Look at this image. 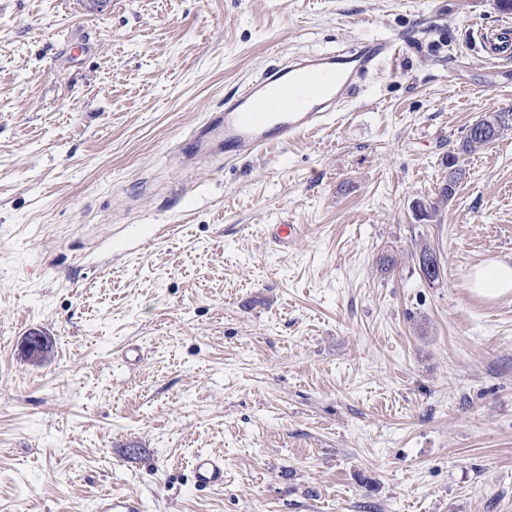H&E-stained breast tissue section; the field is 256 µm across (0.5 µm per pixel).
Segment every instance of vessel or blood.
I'll return each instance as SVG.
<instances>
[{
    "instance_id": "1",
    "label": "vessel or blood",
    "mask_w": 512,
    "mask_h": 512,
    "mask_svg": "<svg viewBox=\"0 0 512 512\" xmlns=\"http://www.w3.org/2000/svg\"><path fill=\"white\" fill-rule=\"evenodd\" d=\"M480 61L494 69L512 61V26L498 25L476 32ZM400 42L387 37L359 42L348 51L315 58H295L247 83L226 99L222 112L213 114L184 144L187 153L214 148L225 158L242 153H267L324 127L338 101L354 98L362 77L377 70L385 59L399 58ZM193 483L206 489L223 484L224 458L196 454L191 461ZM139 495L105 493L94 512H144Z\"/></svg>"
}]
</instances>
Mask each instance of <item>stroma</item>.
<instances>
[{
  "label": "stroma",
  "mask_w": 512,
  "mask_h": 512,
  "mask_svg": "<svg viewBox=\"0 0 512 512\" xmlns=\"http://www.w3.org/2000/svg\"><path fill=\"white\" fill-rule=\"evenodd\" d=\"M495 0H0V512H512V107ZM389 34L341 124L178 142L266 68ZM278 224L297 237L275 239ZM445 275L427 285L421 245ZM391 256L392 270L379 259ZM32 332L53 350L23 351ZM142 358L125 362L129 346ZM199 452L224 484L197 490ZM475 42L479 43L480 61L489 69L512 59V27L510 24L496 25L492 28H480L476 31ZM487 117L485 115L479 117L467 130L466 135L460 139L459 142H456L455 146L448 151V158L446 161L452 159L453 163L459 160L461 156H472L478 154L482 150H484L488 145L496 142L500 139V137L504 134V131H508L512 129V121L511 125L503 126L498 130L497 136L495 138H491L490 136H486L483 132V128L486 124ZM449 171L453 172L448 173V180L440 185L438 194H436V201L427 200V205L423 202H416V210L420 214L421 219L431 218L439 211L441 205H444L454 197L457 185L463 177V170L458 169L454 171L452 167ZM473 290L488 299L512 293V263L491 261L476 273ZM143 499L131 493H104L95 502L94 512H143Z\"/></svg>",
  "instance_id": "1"
}]
</instances>
